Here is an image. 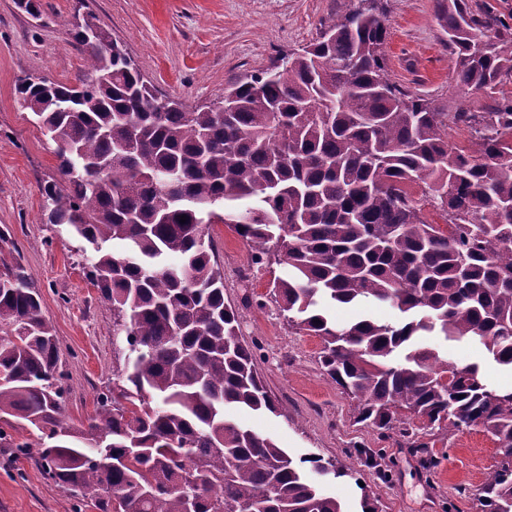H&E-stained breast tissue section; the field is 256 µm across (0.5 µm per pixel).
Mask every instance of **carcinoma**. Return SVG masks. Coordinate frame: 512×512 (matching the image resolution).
Instances as JSON below:
<instances>
[{"label": "carcinoma", "mask_w": 512, "mask_h": 512, "mask_svg": "<svg viewBox=\"0 0 512 512\" xmlns=\"http://www.w3.org/2000/svg\"><path fill=\"white\" fill-rule=\"evenodd\" d=\"M458 50L457 84L491 98L446 112L390 82L378 0H345L319 39L192 111L159 95L111 35L86 18L75 84L27 76L23 106L57 145L65 185L44 184L48 221L92 245L91 280L112 304V342L136 356L76 427L63 418L58 337L33 279L0 263L1 448L40 432L50 478L106 494L101 512H345L271 438L230 408L279 413L224 302L209 224H231L258 256L283 255L274 297L288 324L321 339L318 364L357 402L358 421L411 441L400 411L444 437L481 428L503 448L476 494L512 512V388L450 365L416 337H479L512 367V26L468 0H437ZM98 33V45L84 31ZM471 143L455 146L448 128ZM441 212L431 224L415 189ZM186 223H179L181 216ZM377 301L403 319L341 327L322 302Z\"/></svg>", "instance_id": "carcinoma-1"}]
</instances>
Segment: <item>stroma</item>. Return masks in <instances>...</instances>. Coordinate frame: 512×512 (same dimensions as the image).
Returning <instances> with one entry per match:
<instances>
[{
    "label": "stroma",
    "instance_id": "obj_1",
    "mask_svg": "<svg viewBox=\"0 0 512 512\" xmlns=\"http://www.w3.org/2000/svg\"><path fill=\"white\" fill-rule=\"evenodd\" d=\"M435 0H387L386 58L393 81L446 111H476L488 97L454 80L456 57L434 10ZM341 0H40L32 17L17 0H0V256L32 274L42 312L59 339L65 388L63 416L87 422L112 383L115 347L112 306L87 276L92 248L48 223L41 185L59 179L56 144L23 108L16 93L31 73L75 83L86 71L85 51L72 24L94 16L121 43L160 92L187 109L222 97L237 78L269 68L278 56L313 43L341 9ZM224 270V299L239 315L240 336L282 415L229 411L230 419L272 438L292 458L316 454L351 468L355 477L325 476L321 488L357 512L362 493L379 512H478L475 494L501 458L479 430L449 434L430 448L380 435L356 421L354 404L320 370L318 337L288 326L273 294L283 263L259 260L226 224L209 225ZM449 362L478 364L489 383L512 385L471 340L427 337ZM0 512H97L48 478L37 450L19 455L0 447Z\"/></svg>",
    "mask_w": 512,
    "mask_h": 512
}]
</instances>
